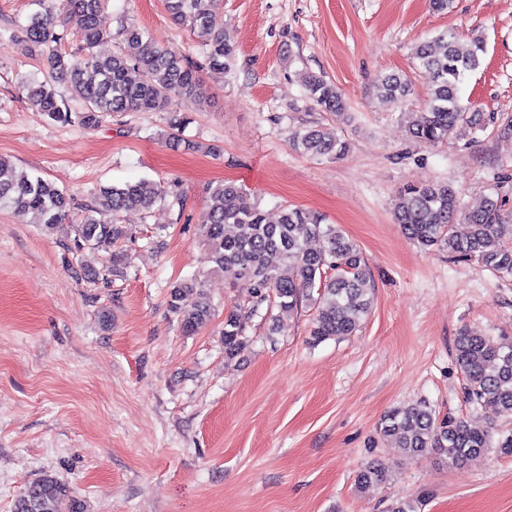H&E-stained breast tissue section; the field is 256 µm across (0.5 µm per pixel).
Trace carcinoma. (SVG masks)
<instances>
[{
  "instance_id": "carcinoma-1",
  "label": "carcinoma",
  "mask_w": 512,
  "mask_h": 512,
  "mask_svg": "<svg viewBox=\"0 0 512 512\" xmlns=\"http://www.w3.org/2000/svg\"><path fill=\"white\" fill-rule=\"evenodd\" d=\"M170 18L189 28L201 44L203 61L182 51L153 42L135 25L120 31L121 47L101 56L96 47L112 37L105 13V0H43V10L17 26L9 39L26 42L47 71L50 80L24 86L27 99L50 120L95 128L112 113L164 111L173 101L199 104L204 99L201 71L224 70L235 57L233 38L211 8V0H165ZM79 15L83 21L81 44L74 51L64 47V33L57 30L58 12ZM486 44L482 37L461 40L452 32L420 44L415 51L419 66L432 74L426 115L409 125L417 141L434 145L448 139L455 128L479 126V113L461 104L465 77L482 64ZM63 84L71 96L81 100L78 112L70 110L58 94ZM305 90L323 111L345 115L346 102L338 88L323 77L309 74ZM411 90V82L400 75H385L377 83L381 100L398 102ZM184 118L173 113L169 144L187 150L199 144L181 137ZM292 146L313 158L339 159L348 143L317 126L294 132ZM168 191L144 180L110 185L98 196L76 206L74 198L41 178H32L7 159L0 158V207H11L34 215L46 232L61 224L72 225L79 251L110 253L112 266L120 265L119 245L129 236L119 214L133 209L149 211L168 202ZM393 215L408 238L425 249L444 251L462 261H475L501 279H512V244L500 235L512 212L494 198L466 210L458 192L445 183L408 185L393 199ZM199 233L207 246V268L169 286L170 308L180 316L184 333L193 334L211 320L213 306L205 291L206 279L224 275L234 286L245 280L251 288L250 314L269 302L281 315L292 316L302 305L315 309L311 342L355 333L373 303L374 287L358 245L334 224L316 212L285 206L271 223L233 181L208 188ZM317 241L312 249L308 243ZM246 316L238 308L224 313V359H235L246 342ZM456 364L465 381L467 401L512 416V341L499 343L468 330L455 340ZM378 433L412 458L427 450L441 452L455 461L483 455L497 448L512 455V432L494 438L490 431L473 428L467 420L439 418L425 405L396 407L378 424ZM388 480V468L371 463L356 476L364 489ZM422 499H397L386 512H421ZM13 512H82L68 486L51 474L31 482L15 499Z\"/></svg>"
}]
</instances>
